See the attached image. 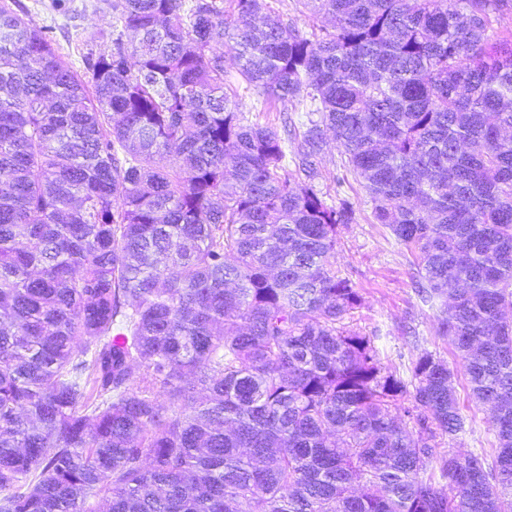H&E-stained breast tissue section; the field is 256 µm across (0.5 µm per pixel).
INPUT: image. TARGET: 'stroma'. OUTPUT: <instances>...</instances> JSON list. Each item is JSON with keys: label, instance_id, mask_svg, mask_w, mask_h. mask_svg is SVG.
Here are the masks:
<instances>
[{"label": "stroma", "instance_id": "obj_1", "mask_svg": "<svg viewBox=\"0 0 512 512\" xmlns=\"http://www.w3.org/2000/svg\"><path fill=\"white\" fill-rule=\"evenodd\" d=\"M21 2L37 24L54 27L60 52L74 71L84 70L83 51L109 48L113 18L105 0H74L78 13L72 17L49 11L50 0ZM347 194L355 221L338 228L334 266L362 297L353 328L376 337L382 363L401 376H409L413 361L426 352L457 367L447 337L437 331L443 303H425L418 292L415 255L387 228L374 223L371 205L359 184H352ZM455 387L466 426L454 438L443 439L440 453H492L494 436L486 407L471 401L464 377H457Z\"/></svg>", "mask_w": 512, "mask_h": 512}]
</instances>
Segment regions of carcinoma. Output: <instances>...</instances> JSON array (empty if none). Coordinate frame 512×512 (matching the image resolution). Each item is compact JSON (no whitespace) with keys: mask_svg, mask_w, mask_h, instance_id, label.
Listing matches in <instances>:
<instances>
[{"mask_svg":"<svg viewBox=\"0 0 512 512\" xmlns=\"http://www.w3.org/2000/svg\"><path fill=\"white\" fill-rule=\"evenodd\" d=\"M107 2L79 75L0 0V512H512V0ZM349 174L452 301L491 462L437 454L445 360L408 383L346 323ZM268 6L270 7V11H268L273 18L280 19L283 21H287L288 18L296 19L297 26L303 30H309V23L311 20L309 19V13L307 10H304L301 5H296V1L294 0H268ZM299 10H303V13ZM237 87L238 100L241 104L242 110L251 120H255L256 116L259 117L260 122L270 120V122L277 121L278 112L272 107L270 110L265 108L258 102V97L250 92L243 89L244 86ZM259 115V116H258Z\"/></svg>","mask_w":512,"mask_h":512,"instance_id":"obj_1","label":"carcinoma"}]
</instances>
